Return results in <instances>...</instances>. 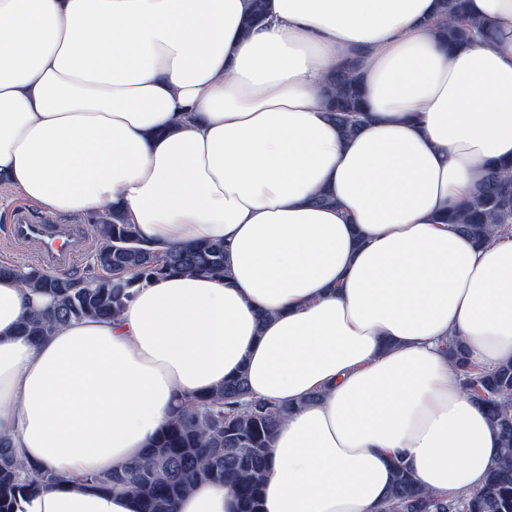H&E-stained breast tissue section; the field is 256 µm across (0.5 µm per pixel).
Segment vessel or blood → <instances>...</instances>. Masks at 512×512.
<instances>
[{
  "mask_svg": "<svg viewBox=\"0 0 512 512\" xmlns=\"http://www.w3.org/2000/svg\"><path fill=\"white\" fill-rule=\"evenodd\" d=\"M10 239L25 242L28 252L48 269L64 273L86 254L88 239L84 227L74 224H42L25 211H17L8 227Z\"/></svg>",
  "mask_w": 512,
  "mask_h": 512,
  "instance_id": "b4317fda",
  "label": "vessel or blood"
}]
</instances>
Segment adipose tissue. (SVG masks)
<instances>
[{
    "instance_id": "obj_1",
    "label": "adipose tissue",
    "mask_w": 512,
    "mask_h": 512,
    "mask_svg": "<svg viewBox=\"0 0 512 512\" xmlns=\"http://www.w3.org/2000/svg\"><path fill=\"white\" fill-rule=\"evenodd\" d=\"M0 0V187L51 215L120 212L164 250L227 245L226 276L140 283L118 319L34 341L51 304L0 277V429L70 476L17 512H136L74 476L120 470L179 401L245 372L287 406L263 512H379L393 459L417 486L480 489L500 440L448 360L512 359V237L447 225L512 161V0L448 48L441 0ZM359 65L342 136L326 83ZM327 195L330 205L320 204ZM175 512H239L201 482Z\"/></svg>"
}]
</instances>
